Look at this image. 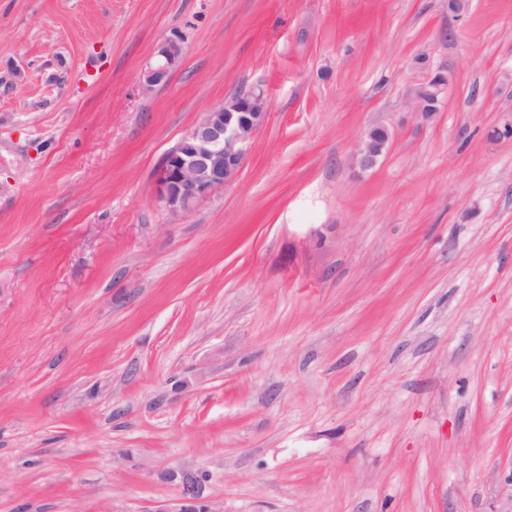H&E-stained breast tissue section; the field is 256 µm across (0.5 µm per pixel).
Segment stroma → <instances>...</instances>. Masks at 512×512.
Masks as SVG:
<instances>
[{
	"label": "stroma",
	"mask_w": 512,
	"mask_h": 512,
	"mask_svg": "<svg viewBox=\"0 0 512 512\" xmlns=\"http://www.w3.org/2000/svg\"><path fill=\"white\" fill-rule=\"evenodd\" d=\"M253 84L239 178L172 214L159 159ZM171 470L512 512V0H0V512H154ZM183 54V42L179 38L167 39L158 49L155 62L143 75L141 89L144 93L151 92L155 87L165 83L171 70L179 62ZM447 86L448 78L442 73H437L428 82L414 90L413 99L422 118L429 119L434 112L439 110ZM392 133L385 125L374 126L368 130L357 150V162L360 168L375 166L390 143Z\"/></svg>",
	"instance_id": "35a3bbf8"
}]
</instances>
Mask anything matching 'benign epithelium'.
Masks as SVG:
<instances>
[{
  "label": "benign epithelium",
  "mask_w": 512,
  "mask_h": 512,
  "mask_svg": "<svg viewBox=\"0 0 512 512\" xmlns=\"http://www.w3.org/2000/svg\"><path fill=\"white\" fill-rule=\"evenodd\" d=\"M183 54L179 38L166 40L158 49L155 62L143 75L141 89L151 92L166 82ZM448 78L436 74L414 90L417 111L424 119L439 110ZM267 96L259 85H252L208 111L159 160L155 182L159 199L173 213H187L217 188L234 181L245 163L248 144L264 125ZM392 133L385 125L368 130L357 150L360 168L377 163L390 143ZM153 512H223L215 502L197 490V481L186 479L178 499L158 506Z\"/></svg>",
  "instance_id": "7a95c632"
}]
</instances>
